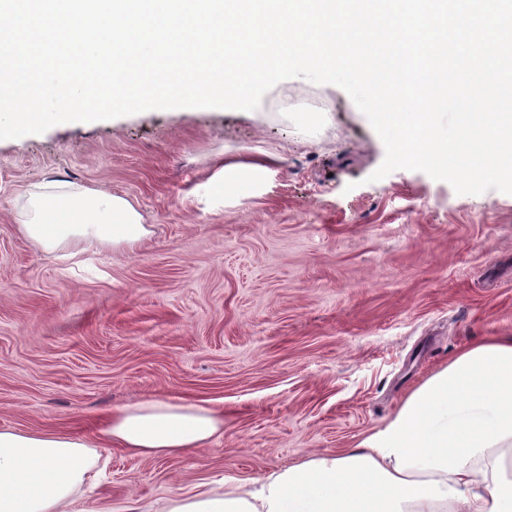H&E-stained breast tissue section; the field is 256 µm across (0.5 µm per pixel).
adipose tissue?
Masks as SVG:
<instances>
[{
  "label": "adipose tissue",
  "instance_id": "adipose-tissue-1",
  "mask_svg": "<svg viewBox=\"0 0 512 512\" xmlns=\"http://www.w3.org/2000/svg\"><path fill=\"white\" fill-rule=\"evenodd\" d=\"M20 231L42 251L74 243L134 248L149 230L124 198L49 182L24 190ZM224 432L208 407L151 397L113 414L99 439L145 457H173ZM89 443L0 428V512H75L91 469ZM162 512H512V336L456 353L356 448L315 454L258 480L190 496Z\"/></svg>",
  "mask_w": 512,
  "mask_h": 512
}]
</instances>
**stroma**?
<instances>
[{
    "instance_id": "35a3bbf8",
    "label": "stroma",
    "mask_w": 512,
    "mask_h": 512,
    "mask_svg": "<svg viewBox=\"0 0 512 512\" xmlns=\"http://www.w3.org/2000/svg\"><path fill=\"white\" fill-rule=\"evenodd\" d=\"M384 157L342 88L302 78L253 111L0 140V428L91 443L149 397L222 412L223 436L180 457L96 449L83 503L158 512L177 489L342 453L457 351L512 336V195L405 169L371 181ZM222 161L245 169L219 178ZM49 180L127 199L148 236L40 251L15 215Z\"/></svg>"
}]
</instances>
